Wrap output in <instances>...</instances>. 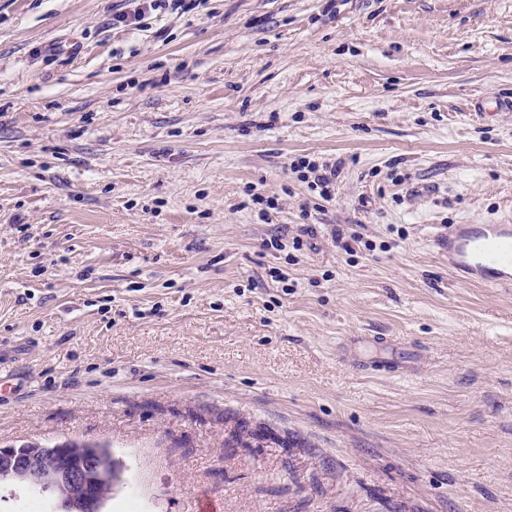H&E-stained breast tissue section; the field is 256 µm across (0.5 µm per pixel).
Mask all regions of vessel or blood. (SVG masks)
Here are the masks:
<instances>
[{
	"instance_id": "vessel-or-blood-1",
	"label": "vessel or blood",
	"mask_w": 512,
	"mask_h": 512,
	"mask_svg": "<svg viewBox=\"0 0 512 512\" xmlns=\"http://www.w3.org/2000/svg\"><path fill=\"white\" fill-rule=\"evenodd\" d=\"M441 245L454 274L478 286H512V224H454Z\"/></svg>"
}]
</instances>
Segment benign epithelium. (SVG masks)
<instances>
[{"mask_svg": "<svg viewBox=\"0 0 512 512\" xmlns=\"http://www.w3.org/2000/svg\"><path fill=\"white\" fill-rule=\"evenodd\" d=\"M0 475L10 477L26 487L37 488L51 502L65 501L71 512H86L100 504L68 497V488L74 483L90 479L100 483L108 479L107 467L98 468L96 476L90 477L76 454L61 462L42 451L41 445L22 444L0 448Z\"/></svg>", "mask_w": 512, "mask_h": 512, "instance_id": "7a95c632", "label": "benign epithelium"}]
</instances>
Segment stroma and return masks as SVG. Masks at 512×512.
Wrapping results in <instances>:
<instances>
[{
	"label": "stroma",
	"instance_id": "35a3bbf8",
	"mask_svg": "<svg viewBox=\"0 0 512 512\" xmlns=\"http://www.w3.org/2000/svg\"><path fill=\"white\" fill-rule=\"evenodd\" d=\"M130 6L0 0V446L107 445L108 512H512V288L437 246L512 224V0ZM136 4L133 13L130 11L112 15L113 27H130L139 25L146 14L155 11H170L177 15L190 13L200 5L205 4L206 0H131ZM293 170L302 173L300 178L307 183L311 192L317 193L319 199L329 202L335 190V179L338 176V164L330 162L317 163L306 157L300 158Z\"/></svg>",
	"mask_w": 512,
	"mask_h": 512
}]
</instances>
